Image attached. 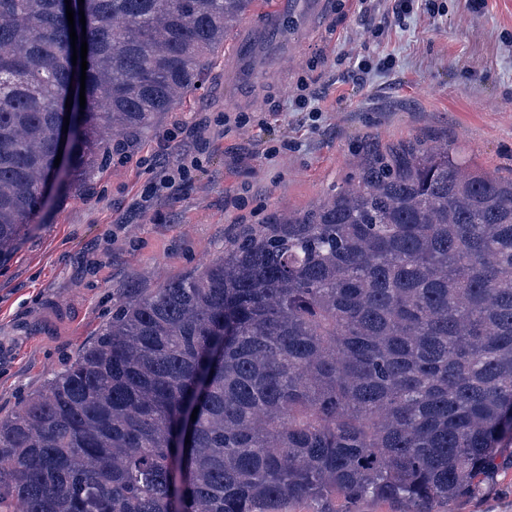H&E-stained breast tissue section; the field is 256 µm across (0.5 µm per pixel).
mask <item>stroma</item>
Here are the masks:
<instances>
[{
  "label": "stroma",
  "instance_id": "1",
  "mask_svg": "<svg viewBox=\"0 0 512 512\" xmlns=\"http://www.w3.org/2000/svg\"><path fill=\"white\" fill-rule=\"evenodd\" d=\"M333 2L331 30L298 33L303 54L259 31L245 76L240 22L182 104L110 141L93 177L52 189L35 232L0 262V416L92 343L125 299L342 186L366 143L445 141L472 165L512 174V0H436L435 14L413 0L404 15L397 0H372L369 12ZM454 512H512V466Z\"/></svg>",
  "mask_w": 512,
  "mask_h": 512
}]
</instances>
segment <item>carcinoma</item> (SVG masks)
Listing matches in <instances>:
<instances>
[{
	"label": "carcinoma",
	"mask_w": 512,
	"mask_h": 512,
	"mask_svg": "<svg viewBox=\"0 0 512 512\" xmlns=\"http://www.w3.org/2000/svg\"><path fill=\"white\" fill-rule=\"evenodd\" d=\"M271 6H72L82 109L61 0H0V259L50 178L96 164L104 134L172 111L236 24ZM506 460L512 178L409 140L365 159L352 187L112 311L0 417V512H349L336 501L366 499L452 512Z\"/></svg>",
	"instance_id": "obj_1"
}]
</instances>
